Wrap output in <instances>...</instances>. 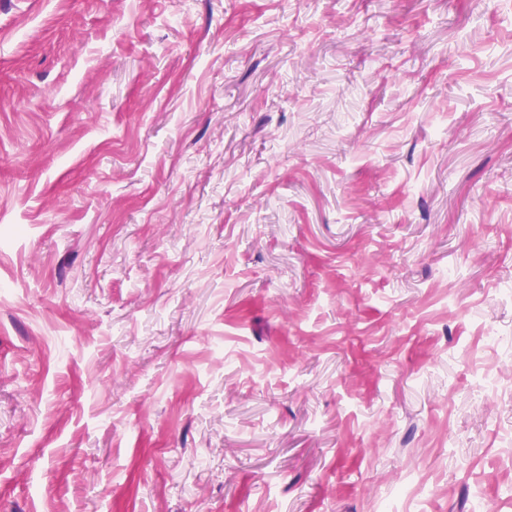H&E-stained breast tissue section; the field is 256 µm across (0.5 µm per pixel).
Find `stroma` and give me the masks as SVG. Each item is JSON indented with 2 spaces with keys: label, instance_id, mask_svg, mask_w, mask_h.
<instances>
[{
  "label": "stroma",
  "instance_id": "obj_1",
  "mask_svg": "<svg viewBox=\"0 0 512 512\" xmlns=\"http://www.w3.org/2000/svg\"><path fill=\"white\" fill-rule=\"evenodd\" d=\"M512 512V11L0 0V512Z\"/></svg>",
  "mask_w": 512,
  "mask_h": 512
}]
</instances>
